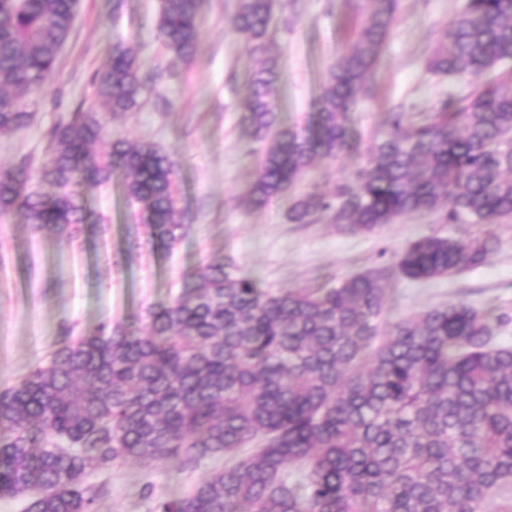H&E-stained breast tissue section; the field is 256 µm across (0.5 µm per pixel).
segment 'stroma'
<instances>
[{
  "mask_svg": "<svg viewBox=\"0 0 512 512\" xmlns=\"http://www.w3.org/2000/svg\"><path fill=\"white\" fill-rule=\"evenodd\" d=\"M160 4L81 0L50 88L31 106L34 121L21 132L0 134V167L25 156L40 159L50 128L76 108L93 109L113 136L155 143L177 160L178 208L187 232L172 248L160 246L134 220L118 176L86 189L97 224L82 226L71 239L32 233L19 214L0 222V390L46 361L63 330L79 336L104 322L126 323L176 296L185 275L217 252L235 258L260 287L315 288L391 267L395 253L424 235L469 239L491 232L497 249L480 267L426 282L391 278L387 317L462 301L507 315L498 333L512 341V216L492 225L448 224L437 211L400 218L371 234H351L325 220L288 221L292 201L313 184L353 179L365 163L364 146L386 132L390 112L411 120L448 94L471 91L468 82L427 69L440 30L464 0H399L368 92L352 114L361 151L317 159L288 192L260 207L246 193L265 145L252 139L245 110L259 60L233 30L238 0H203L198 53L177 66L157 38ZM366 7V0H274L268 40L281 125H315L327 73L355 41ZM117 44L135 55L143 72L162 78L138 111L115 115L97 97L94 76ZM222 465L216 458L192 468L129 460L93 472L87 482L103 490L97 512H153L157 498L187 493Z\"/></svg>",
  "mask_w": 512,
  "mask_h": 512,
  "instance_id": "stroma-1",
  "label": "stroma"
}]
</instances>
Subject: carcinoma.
<instances>
[{"instance_id":"cac0c4a2","label":"carcinoma","mask_w":512,"mask_h":512,"mask_svg":"<svg viewBox=\"0 0 512 512\" xmlns=\"http://www.w3.org/2000/svg\"><path fill=\"white\" fill-rule=\"evenodd\" d=\"M80 0H0V134L32 121ZM202 0H162L158 38L189 63ZM273 0H239L234 29L265 57L246 102L253 137L268 142L248 190L260 206L285 193L315 158L358 144L351 110L393 25L397 0H368L354 44L330 69L314 129L277 127L266 33ZM512 0H467L428 66L476 82L416 122L395 112L355 179L315 184L291 224L326 217L351 233L446 206L444 220L492 224L512 215ZM112 113L133 112L147 85L116 45L96 77ZM49 152L0 167V219L21 213L35 233L69 238L93 224L83 186L117 173L137 220L165 247L184 235L177 163L151 142L114 139L77 108L47 133ZM110 140L98 153L95 146ZM55 187L27 191L33 176ZM481 238L426 235L396 256V274L427 281L487 262ZM386 274L368 270L325 288H261L214 254L172 300L126 325L65 338L51 359L0 391V497L25 512H95L93 472L132 458L207 457L224 467L154 512H512V345L500 315L462 302L388 323Z\"/></svg>"}]
</instances>
